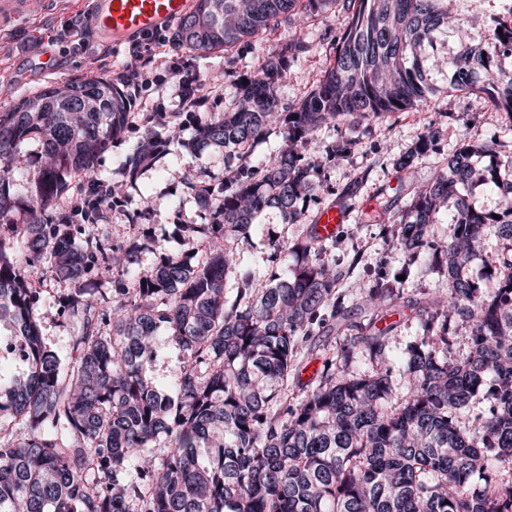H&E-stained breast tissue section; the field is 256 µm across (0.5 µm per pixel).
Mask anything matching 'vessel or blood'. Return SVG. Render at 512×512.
Masks as SVG:
<instances>
[{
	"label": "vessel or blood",
	"mask_w": 512,
	"mask_h": 512,
	"mask_svg": "<svg viewBox=\"0 0 512 512\" xmlns=\"http://www.w3.org/2000/svg\"><path fill=\"white\" fill-rule=\"evenodd\" d=\"M194 7V0H100L92 25L113 45L155 36L178 22ZM29 0H0V27L25 20Z\"/></svg>",
	"instance_id": "b4317fda"
}]
</instances>
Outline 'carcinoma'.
<instances>
[{
  "mask_svg": "<svg viewBox=\"0 0 512 512\" xmlns=\"http://www.w3.org/2000/svg\"><path fill=\"white\" fill-rule=\"evenodd\" d=\"M336 2L195 0L175 45L228 52L283 19L323 15ZM347 2L351 17L324 77L299 103L284 107L278 97L288 62L311 48L293 31L256 69L237 73L233 110L206 118L189 137L175 113L145 117L156 130L133 144L121 168L133 184L172 142L193 154L188 190L211 229L196 263L169 253L138 272L137 242L120 251L73 233L98 223L110 202H89L80 214L56 207L71 185L78 200L101 181L99 159L130 120L118 84L86 77L0 112V342L25 348L21 360L0 352V512H512V152L461 141L448 170L414 188L401 214L404 231L388 242L389 252L427 248L418 271L448 274L447 292L428 302L424 336L399 362L402 396L388 366L390 329L376 326L401 307V289L389 281L360 288L370 317L351 346L370 367L356 372L344 357L328 359L304 399L290 405L282 389L314 332L345 327L343 274L324 255L316 223L292 243L268 241L281 261L269 281L237 270L224 252V238L251 236L266 211L306 223L303 204L322 193L323 161L356 144L335 140L325 160H311L303 148L324 126L354 132L426 104L432 86L424 49L450 27L460 49L434 58L448 88L483 94L512 116V72L500 60L512 58V3L509 19L476 42L474 16L458 12L448 23V0ZM275 128L283 138L274 159L239 151ZM432 138L423 134L399 168L412 167ZM28 143L52 162L39 165L22 203L12 171L30 161ZM212 149L237 161L218 201L207 183ZM481 153L491 160L479 169L472 157ZM472 183L494 191L495 213L459 203ZM442 211L453 232L437 242ZM488 224L507 246L485 293L467 266ZM9 244L46 258L47 272L74 284L55 299L81 324L69 354L42 341L41 279L25 272ZM236 271L241 287L230 300L226 280ZM116 277L122 299L109 322L89 284ZM456 316L471 327V346L457 356L448 338ZM161 329L184 357L182 375L167 387L145 370Z\"/></svg>",
  "mask_w": 512,
  "mask_h": 512,
  "instance_id": "carcinoma-1",
  "label": "carcinoma"
}]
</instances>
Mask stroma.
Returning <instances> with one entry per match:
<instances>
[{"mask_svg": "<svg viewBox=\"0 0 512 512\" xmlns=\"http://www.w3.org/2000/svg\"><path fill=\"white\" fill-rule=\"evenodd\" d=\"M95 0H56L54 7L36 4L30 16L19 23L0 30V85L11 86L12 92L0 95V112L9 110L17 100L42 89L60 87L87 76L109 77L119 80L123 71L134 66L127 46L115 47L101 39L83 41L69 26L77 11H90ZM349 13L345 6H337L329 15L308 18L305 37L316 42L313 51L303 54L291 63L278 93L283 105H293L306 97L324 76L329 51L342 33ZM290 25L263 32L253 42L241 45L232 54L215 51L192 53L174 47L175 28L164 31L165 44L147 60L146 69L151 80L148 85L133 88L129 110L134 117L124 138L113 141L102 156L99 171L108 183L123 180L120 162L139 137L145 134L147 114L174 112L184 128H192L199 117L230 111L235 102V87L227 70H249L256 67L261 57L275 50L287 38ZM49 40L57 57V69L48 79L37 78L23 87L12 86V69L25 64L28 57L40 49L42 40ZM437 90L425 107L407 112H395L361 134L360 142L349 154L336 159L324 169V179L331 189L323 196V204L338 201L355 177L364 182L353 209L344 216V232L328 243L327 255L345 270L347 276L340 285L349 323L363 324L364 313L357 287L379 277H399V286L409 305L392 315L396 328L390 338L391 361H398L406 346L420 336V314L431 295L448 289L446 271L427 274L416 271L409 253L387 254L386 242L401 232L397 224H366L361 215L376 204L378 188L390 189L399 203H406L414 186L428 182L445 169L449 153L460 140L472 143L496 141L500 150L512 151V119L496 111L477 94L452 92L446 76L434 77ZM198 88L197 97L187 100L184 83ZM439 133L436 146L419 159L414 168L402 170L397 161L414 147L423 133ZM193 173V159L181 146L173 144L164 167L152 170L138 182L142 195L150 197V210L140 213L135 200L120 199L109 206L104 218L96 224V235L115 247L125 246L131 238L143 245L138 267L146 271L159 260L155 243H163L168 250L186 252L193 236L199 235L204 215L184 187V180ZM257 233L248 237H228L224 245L234 254L241 268L252 271L257 278L268 279L277 271L271 262L267 242L277 239L290 242L308 231L307 225L285 223L279 213L266 212L259 220ZM43 342L60 352H68L72 339L79 335L80 325L59 314L57 308L45 310L40 320ZM350 331H324L312 343L316 359L303 370L301 376L288 380L290 402H299L307 386L315 377L321 358L338 355L348 344Z\"/></svg>", "mask_w": 512, "mask_h": 512, "instance_id": "1", "label": "stroma"}]
</instances>
